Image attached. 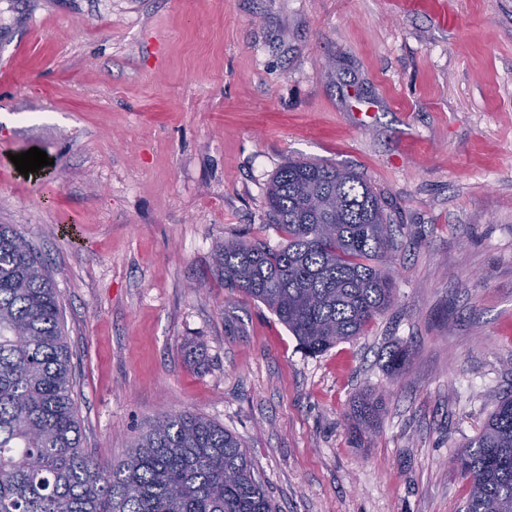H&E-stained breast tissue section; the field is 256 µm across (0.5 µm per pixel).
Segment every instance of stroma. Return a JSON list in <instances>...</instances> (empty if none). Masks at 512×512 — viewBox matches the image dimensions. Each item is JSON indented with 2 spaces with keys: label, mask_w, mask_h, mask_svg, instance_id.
<instances>
[{
  "label": "stroma",
  "mask_w": 512,
  "mask_h": 512,
  "mask_svg": "<svg viewBox=\"0 0 512 512\" xmlns=\"http://www.w3.org/2000/svg\"><path fill=\"white\" fill-rule=\"evenodd\" d=\"M1 146L102 466L190 412L280 512H461L457 457L512 391V0H0ZM33 147L54 163L21 175ZM291 158L356 172L395 229V306L317 356L213 271L282 243ZM381 397L372 391H365L357 397V404L351 414L354 429L359 435L370 434L380 410Z\"/></svg>",
  "instance_id": "1"
}]
</instances>
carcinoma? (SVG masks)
<instances>
[{"label": "carcinoma", "instance_id": "carcinoma-1", "mask_svg": "<svg viewBox=\"0 0 512 512\" xmlns=\"http://www.w3.org/2000/svg\"><path fill=\"white\" fill-rule=\"evenodd\" d=\"M284 237L226 241L213 268L272 311L307 353L353 339L394 303L379 259L394 232L381 198L346 168L290 159L266 189ZM59 294L25 236L0 225V512H275L240 440L190 413L167 415L109 470L81 448ZM381 397L365 391L354 429H375ZM464 512H512V391L494 399L459 458Z\"/></svg>", "mask_w": 512, "mask_h": 512}]
</instances>
